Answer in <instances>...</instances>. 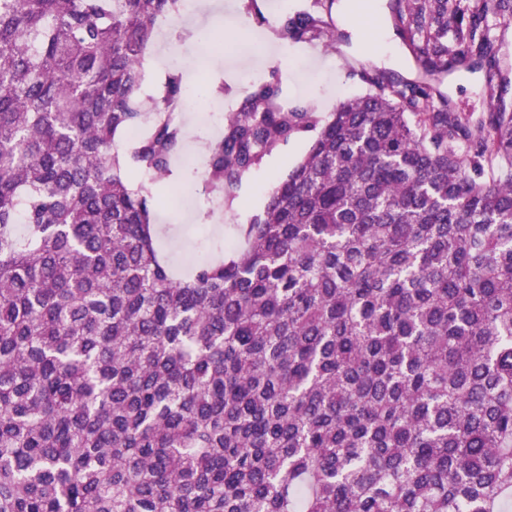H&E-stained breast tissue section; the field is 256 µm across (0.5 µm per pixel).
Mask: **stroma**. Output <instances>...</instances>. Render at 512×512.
<instances>
[{"instance_id":"35a3bbf8","label":"stroma","mask_w":512,"mask_h":512,"mask_svg":"<svg viewBox=\"0 0 512 512\" xmlns=\"http://www.w3.org/2000/svg\"><path fill=\"white\" fill-rule=\"evenodd\" d=\"M222 14H202L199 24L205 29H223L224 52H210L206 70L195 64L199 46L183 42L164 51L154 75L163 81L171 68L193 73L189 88L203 92L207 84L224 83L225 100L238 102L244 95L237 75L243 71L265 78L272 67H279L283 98L289 105L311 106L319 112H330L345 99L366 93L367 86L359 71L364 67L362 36L370 30L387 26L386 14L365 6L356 15L357 29L343 32L335 48H326L324 41L295 45L291 56H284V42L268 39L262 28L240 10L239 0H223ZM448 97L457 111L480 115L488 109V98L483 91L482 73L451 75L447 84ZM310 135L290 141L257 169L241 194L234 209L225 211L220 225L199 224L195 213L206 206L201 187L187 176H178L163 184L162 205L157 209V222L163 241L177 267H185L188 260L199 253L205 240L216 233L232 235L236 225L247 223L249 217L265 203L272 185L284 179L289 170L305 155Z\"/></svg>"}]
</instances>
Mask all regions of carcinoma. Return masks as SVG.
<instances>
[{"mask_svg":"<svg viewBox=\"0 0 512 512\" xmlns=\"http://www.w3.org/2000/svg\"><path fill=\"white\" fill-rule=\"evenodd\" d=\"M318 4L268 36L336 41ZM387 9L422 78L365 72L316 112L273 68L204 143L202 191L231 208L315 136L180 274L154 214L183 73L146 98L139 67L177 0H0V512L512 507V0ZM482 72L469 73L461 77L457 72L448 77V97L458 112L478 116L488 111V97L483 91Z\"/></svg>","mask_w":512,"mask_h":512,"instance_id":"obj_1","label":"carcinoma"}]
</instances>
